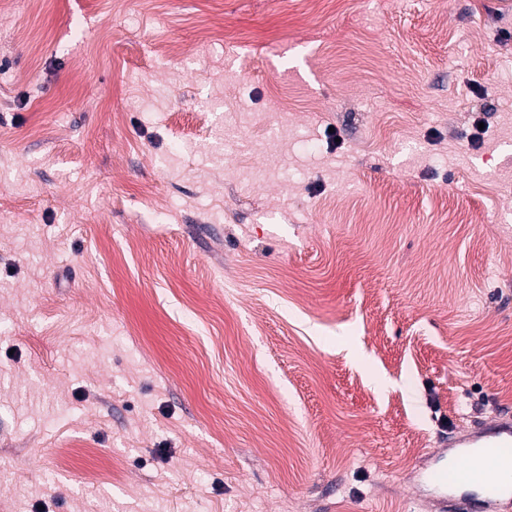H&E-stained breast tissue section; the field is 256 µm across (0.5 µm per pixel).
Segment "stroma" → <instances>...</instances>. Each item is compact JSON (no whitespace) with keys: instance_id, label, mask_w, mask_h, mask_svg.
<instances>
[{"instance_id":"35a3bbf8","label":"stroma","mask_w":512,"mask_h":512,"mask_svg":"<svg viewBox=\"0 0 512 512\" xmlns=\"http://www.w3.org/2000/svg\"><path fill=\"white\" fill-rule=\"evenodd\" d=\"M508 411L512 0H0V512H429Z\"/></svg>"}]
</instances>
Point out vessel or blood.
I'll return each mask as SVG.
<instances>
[{"mask_svg": "<svg viewBox=\"0 0 512 512\" xmlns=\"http://www.w3.org/2000/svg\"><path fill=\"white\" fill-rule=\"evenodd\" d=\"M431 460L423 481L438 503L455 502L460 512H497L512 503V415L450 436Z\"/></svg>", "mask_w": 512, "mask_h": 512, "instance_id": "obj_1", "label": "vessel or blood"}]
</instances>
